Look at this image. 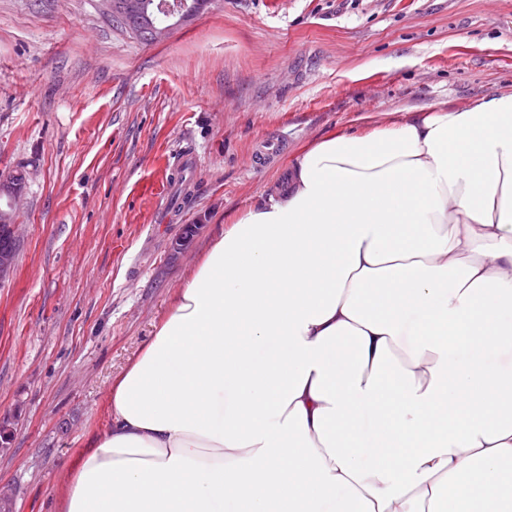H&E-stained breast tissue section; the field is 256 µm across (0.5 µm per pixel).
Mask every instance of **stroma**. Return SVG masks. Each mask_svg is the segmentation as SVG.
<instances>
[{
	"instance_id": "1",
	"label": "stroma",
	"mask_w": 512,
	"mask_h": 512,
	"mask_svg": "<svg viewBox=\"0 0 512 512\" xmlns=\"http://www.w3.org/2000/svg\"><path fill=\"white\" fill-rule=\"evenodd\" d=\"M505 90L512 0H214L155 44L98 0H0V177L24 179L0 283V484L16 512H59L113 378L305 147ZM270 134L284 152L256 165Z\"/></svg>"
}]
</instances>
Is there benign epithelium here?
Segmentation results:
<instances>
[{
    "label": "benign epithelium",
    "instance_id": "1",
    "mask_svg": "<svg viewBox=\"0 0 512 512\" xmlns=\"http://www.w3.org/2000/svg\"><path fill=\"white\" fill-rule=\"evenodd\" d=\"M110 15L122 20L137 23L135 33L146 34L149 41L158 43L166 40L171 31L204 11L214 0H193L176 6L170 0H159L153 4L151 0H100ZM22 180L7 179L0 181V196H7V207H0V234L19 241L18 224L14 203L20 198ZM15 251L11 248L0 249V282L10 278L15 267Z\"/></svg>",
    "mask_w": 512,
    "mask_h": 512
}]
</instances>
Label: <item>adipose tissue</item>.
Wrapping results in <instances>:
<instances>
[{
	"instance_id": "ef3b65f1",
	"label": "adipose tissue",
	"mask_w": 512,
	"mask_h": 512,
	"mask_svg": "<svg viewBox=\"0 0 512 512\" xmlns=\"http://www.w3.org/2000/svg\"><path fill=\"white\" fill-rule=\"evenodd\" d=\"M512 93L299 156L109 391L63 512H512Z\"/></svg>"
}]
</instances>
